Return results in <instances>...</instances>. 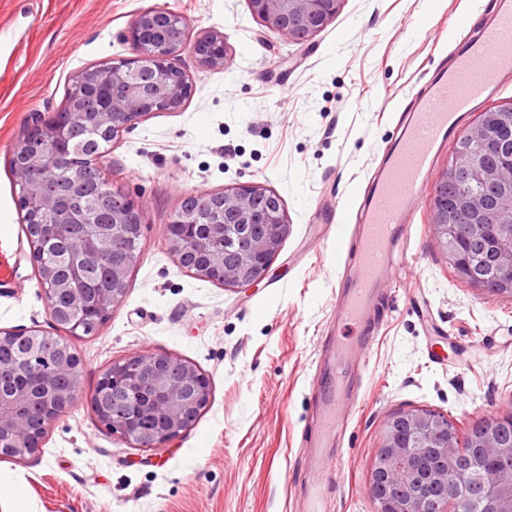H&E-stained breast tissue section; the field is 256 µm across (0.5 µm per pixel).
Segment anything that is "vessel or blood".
<instances>
[{"instance_id": "vessel-or-blood-1", "label": "vessel or blood", "mask_w": 512, "mask_h": 512, "mask_svg": "<svg viewBox=\"0 0 512 512\" xmlns=\"http://www.w3.org/2000/svg\"><path fill=\"white\" fill-rule=\"evenodd\" d=\"M454 25L464 33L460 47L451 63L429 72L412 104L402 111L396 136L384 147L356 215L339 209L328 218L327 233L346 248L338 256L340 319L358 329L354 341L339 337L329 342L335 363H344L369 338L365 319L375 290L397 258L408 253L402 232L412 226L415 202L439 148L462 118L512 75V0H492L479 23L468 25L458 19ZM324 387L323 428L305 439L317 484L332 473L324 451L332 447L345 423L343 384L329 378Z\"/></svg>"}]
</instances>
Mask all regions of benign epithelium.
I'll return each mask as SVG.
<instances>
[{
	"mask_svg": "<svg viewBox=\"0 0 512 512\" xmlns=\"http://www.w3.org/2000/svg\"><path fill=\"white\" fill-rule=\"evenodd\" d=\"M341 0H248L251 14L261 25L286 41L308 39L323 30L336 16ZM179 27L177 41L168 37ZM135 47L133 56L97 70L79 72L73 78L69 102L49 116H31L24 140L53 144L73 137L74 109L91 82L110 80L125 92L112 99V107L90 114L97 126H110L123 132L153 112L181 109L188 99L191 84L176 57L188 51L207 67H222L226 55L224 34L209 31L191 36L185 18L163 8L139 12L123 34ZM150 44L155 52L147 57L137 47ZM154 78L149 90L132 77L144 62ZM512 132V103L491 108L481 114L466 134L480 146L478 151L454 156L435 188L436 206L432 226L440 245L455 259L458 274L475 284L484 279L475 274L483 263L478 252L463 253L456 232L457 217L469 219V238L487 236V225L477 218L491 215L500 237L492 242L496 254L497 288L504 297L512 296V163L492 162L498 151L489 129ZM14 177L25 191L36 197L51 223L41 225L39 235L27 237L33 265L53 237L66 236L69 243L61 261L70 267L65 280L55 278L47 266L40 269L51 319H56L55 297L65 293L73 304L91 316L103 319L120 306L126 289L125 259L127 232L140 229L142 212L122 192H112L109 219L91 224L86 213L71 210L59 213L51 185L50 169L37 155L15 162ZM469 181L480 186L456 198H448V183ZM494 190L493 199L481 191ZM208 207V232L196 234L201 208ZM289 221L280 197L262 185L226 187L224 191L191 192L183 196L181 208L168 225L166 244L178 264L190 274L224 287L246 288L260 282L273 258L288 237ZM246 243L234 256L224 255V239L229 235ZM44 362L25 385L14 381L18 369L16 353ZM82 366L74 352L51 349L40 338V331L0 328V459L11 457V449L23 448L27 454L40 453L43 439L53 422L72 405L80 393ZM208 377L196 366L172 353L130 356L112 363V378L98 381L90 397L98 421L131 445L155 448L190 428L189 410L204 409L210 402ZM136 417L152 418L153 432L132 436L128 423ZM512 419L496 417L474 436V446L486 460L512 458V443L503 435V424ZM461 444L458 436L439 423L429 412L410 409L392 414L386 421L382 443L374 464L373 476L381 484L379 512H448L461 488L477 482L486 498L489 512H512V480L496 467L487 466L474 474L459 466Z\"/></svg>",
	"mask_w": 512,
	"mask_h": 512,
	"instance_id": "obj_1",
	"label": "benign epithelium"
}]
</instances>
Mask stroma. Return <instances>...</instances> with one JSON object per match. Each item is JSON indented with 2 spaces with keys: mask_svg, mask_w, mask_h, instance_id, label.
I'll return each mask as SVG.
<instances>
[{
  "mask_svg": "<svg viewBox=\"0 0 512 512\" xmlns=\"http://www.w3.org/2000/svg\"><path fill=\"white\" fill-rule=\"evenodd\" d=\"M487 0H341L304 42L261 26L247 0H0V328L59 335L48 313L10 170L31 113L63 104L74 74L132 56L121 35L140 10L169 9L193 34L223 32V68L177 63L190 97L122 133L102 165L143 211L140 256L124 303L90 336H68L81 394L38 455L0 459V512H302L311 483L301 437L317 421L314 375L336 323V243L316 234L336 203L356 197L399 112L432 64L447 60L452 18ZM448 140L419 197L411 264L380 290L364 362L350 365L337 467L324 512H378L370 490L386 419L411 408L465 430L512 414V298L460 279L431 226ZM258 182L282 199L290 233L265 278L231 289L194 277L166 230L184 194ZM168 352L210 379L197 422L159 448H138L96 419L91 393L114 360Z\"/></svg>",
  "mask_w": 512,
  "mask_h": 512,
  "instance_id": "1",
  "label": "stroma"
}]
</instances>
